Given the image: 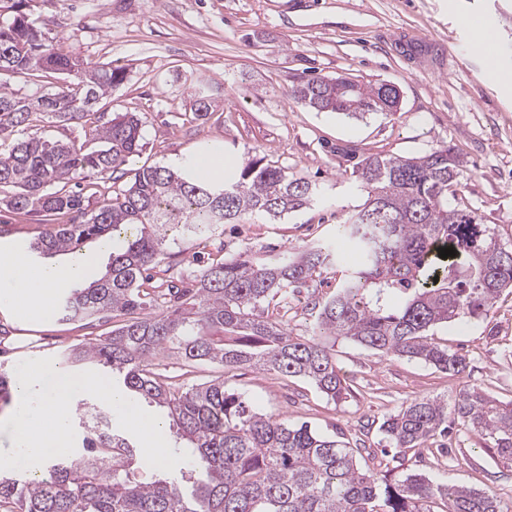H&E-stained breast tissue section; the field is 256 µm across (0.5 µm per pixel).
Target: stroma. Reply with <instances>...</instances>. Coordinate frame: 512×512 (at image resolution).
<instances>
[{
	"instance_id": "obj_1",
	"label": "stroma",
	"mask_w": 512,
	"mask_h": 512,
	"mask_svg": "<svg viewBox=\"0 0 512 512\" xmlns=\"http://www.w3.org/2000/svg\"><path fill=\"white\" fill-rule=\"evenodd\" d=\"M18 4L68 55L125 68L124 82L96 105V121L125 112L143 119L138 156L120 172L82 178L93 189L86 206L112 195L139 167L187 161L211 144L235 164L265 158L306 178L318 192L312 206L279 219L253 216L223 224L198 252L183 239L169 241L155 280L189 276L246 251L276 254L333 240L345 214L365 201L353 174L365 154L422 155L443 145L466 161L458 178L462 205L478 210L501 241L512 242V85L484 77L465 28L468 17L492 19L501 64L512 70V0H0V16H12ZM336 76L397 86L398 111L350 119L292 96L294 87L311 78ZM0 81L15 97L33 100L74 78L19 71ZM199 91L212 105L200 120L192 112ZM45 227L42 217L1 211L0 257ZM337 281L335 269L321 270L287 308L273 304L268 314L286 322L292 336L308 335L311 302L334 292ZM115 323L112 317L87 323L0 309V362L11 371L33 356L60 360L63 350L106 336ZM433 334L466 357L463 374L337 341L336 362L350 387L340 403L307 380L247 367L221 373L200 364L194 379L223 375L226 386L257 410L309 422L319 434L360 449L363 468H393L400 462L380 454L381 426L413 399L451 400L478 384L512 402V292L501 294L487 320L462 329L440 325ZM445 444L447 454L415 448L401 463L512 504V465L494 460L459 425Z\"/></svg>"
}]
</instances>
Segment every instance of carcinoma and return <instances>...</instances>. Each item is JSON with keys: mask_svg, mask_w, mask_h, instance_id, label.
I'll return each mask as SVG.
<instances>
[{"mask_svg": "<svg viewBox=\"0 0 512 512\" xmlns=\"http://www.w3.org/2000/svg\"><path fill=\"white\" fill-rule=\"evenodd\" d=\"M17 70L67 73L77 82L34 101L0 86V195L6 207L51 220L50 230L29 241L32 257L68 254L88 240L117 237L102 274L60 298L66 321L100 315L125 317L108 336L72 348V367L95 364L123 374L124 386L167 412L183 445L172 449L190 460L180 478L138 481L136 450L113 428L108 410L82 408L81 447L54 457L41 475H0V512H512L494 496L468 487L434 483L421 473H367L358 449L257 411L231 391L224 377L188 387L164 382L152 369L161 353L186 366L216 363L302 377L328 399L347 398L349 386L336 363V341H352L382 356L424 362L462 374L465 356L430 336L438 325L485 320L500 295L512 289V244L502 243L477 211L458 202L463 157L445 145L419 156H365L354 171L366 193L362 207L346 215L336 240L287 250L274 259L226 258L202 269L190 288L152 283L149 270L165 252L168 232L208 241L216 229L250 213L272 219L311 206L315 187L281 167L251 159L213 183L192 169L143 167L99 207L84 208L79 193L59 189L84 173L112 174L139 153L142 117L118 115L92 129L98 146L49 142L34 134L5 144L43 112L80 123L112 86L125 79L119 66L73 60L47 43L22 9L0 23V74ZM292 96L318 112L359 118L394 112L399 90L387 83L347 78L313 79ZM456 255L442 259L439 250ZM345 275L336 294L311 308V334L288 335L279 321L258 310L304 285L324 268ZM479 435L496 459L512 462V404L478 385L464 388L453 406L415 399L382 424L387 447L399 454L448 435V412ZM192 482L189 493L180 483Z\"/></svg>", "mask_w": 512, "mask_h": 512, "instance_id": "1", "label": "carcinoma"}]
</instances>
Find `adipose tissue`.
Wrapping results in <instances>:
<instances>
[{
	"instance_id": "1",
	"label": "adipose tissue",
	"mask_w": 512,
	"mask_h": 512,
	"mask_svg": "<svg viewBox=\"0 0 512 512\" xmlns=\"http://www.w3.org/2000/svg\"><path fill=\"white\" fill-rule=\"evenodd\" d=\"M98 264L97 253L67 264H45L30 268L21 258L5 261V273L11 282L9 290L0 292V308L12 311L37 309L50 312L57 291L67 285L86 281L90 270Z\"/></svg>"
}]
</instances>
